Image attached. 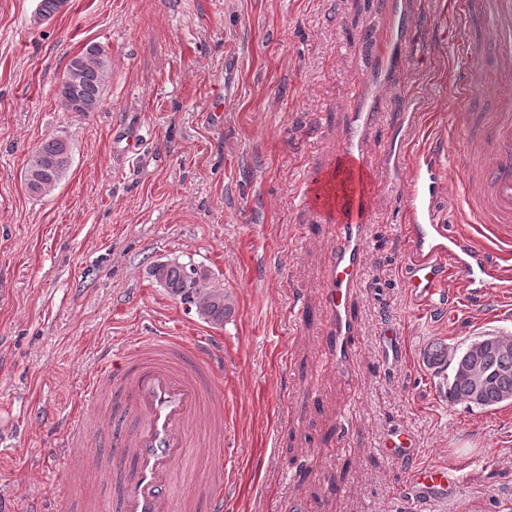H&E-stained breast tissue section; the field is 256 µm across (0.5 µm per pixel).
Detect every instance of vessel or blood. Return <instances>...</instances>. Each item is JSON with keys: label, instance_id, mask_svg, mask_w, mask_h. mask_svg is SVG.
<instances>
[{"label": "vessel or blood", "instance_id": "b4317fda", "mask_svg": "<svg viewBox=\"0 0 512 512\" xmlns=\"http://www.w3.org/2000/svg\"><path fill=\"white\" fill-rule=\"evenodd\" d=\"M395 35L383 48L371 80L378 91L389 86L390 73L401 65V50L412 24L406 0H393ZM462 18L480 13L487 23L485 48L495 62L494 83L484 91L487 111L472 113L466 127L471 153L483 155L459 181L464 206L451 227L439 217L434 204L447 188L437 148L420 152L406 179L402 198L409 224L406 229L411 259L404 284L433 296L447 278L446 262L460 271L470 295L484 293L491 284L512 286V0H471L460 4ZM380 114L374 102L359 98L342 131L338 160L343 177L328 173L306 180L303 204H314L325 237L332 248L324 270V303L329 314L332 350L339 366H348L356 348L357 316L352 299L367 265L365 232L373 217L376 188L370 180L365 153L368 130ZM223 348L200 340L187 342L176 331L158 335L145 330L123 354L121 366L112 363L111 350H102L88 398L97 404L119 395L128 425L112 450L109 462L86 455L85 466L97 478L119 479L112 497L95 500L93 512H223L224 463L215 461L210 473L188 482L181 467L197 440L201 411H208L215 426L208 445L223 448ZM104 429L106 417L64 426L58 442L60 467L71 475L75 459L71 447L81 441L88 426ZM383 446L389 456L412 459L415 442L406 433L387 435ZM464 480L456 469L442 466L410 467L403 492L416 502L437 501L455 494Z\"/></svg>", "mask_w": 512, "mask_h": 512}]
</instances>
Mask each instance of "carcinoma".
I'll return each instance as SVG.
<instances>
[{
	"label": "carcinoma",
	"mask_w": 512,
	"mask_h": 512,
	"mask_svg": "<svg viewBox=\"0 0 512 512\" xmlns=\"http://www.w3.org/2000/svg\"><path fill=\"white\" fill-rule=\"evenodd\" d=\"M63 4L64 0H39L34 21L39 23L50 19ZM111 77V60L104 46L95 42L86 44L66 65L62 80L71 84L75 93L62 104L71 112L96 111ZM71 166L70 145L57 137L48 138L30 155L22 170L21 180L29 194L45 197L57 189ZM153 276L174 299L184 302L188 287L187 265L178 262L159 264L154 268ZM230 312L228 295L222 289L213 287L198 314L213 324L222 325L224 317ZM455 350L457 357L454 358L448 355V344L434 342L424 352L430 367L446 373L448 402L489 411L506 402L503 394L512 398L511 349L475 355L471 352V344L465 343L455 347ZM475 364L492 371L479 402L470 398L471 384L467 376V370Z\"/></svg>",
	"instance_id": "1"
}]
</instances>
